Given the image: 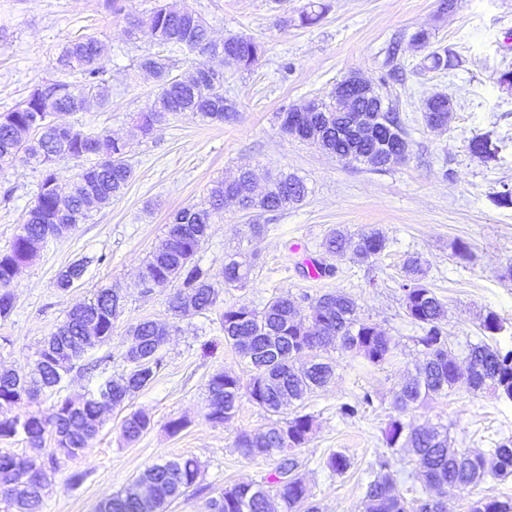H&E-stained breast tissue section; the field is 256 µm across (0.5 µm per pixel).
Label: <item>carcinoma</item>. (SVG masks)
Masks as SVG:
<instances>
[{
    "instance_id": "cac0c4a2",
    "label": "carcinoma",
    "mask_w": 512,
    "mask_h": 512,
    "mask_svg": "<svg viewBox=\"0 0 512 512\" xmlns=\"http://www.w3.org/2000/svg\"><path fill=\"white\" fill-rule=\"evenodd\" d=\"M139 34L164 47L186 48L202 54L217 51L204 18L178 0L157 4L147 28L134 24L131 36ZM105 52V45L94 38L71 41L63 49L59 64L77 74L78 80L43 81L14 109L0 113V164L21 151L42 164L61 159L89 160V165L73 178L62 204L58 191L60 169L49 166L42 172L25 221L9 248L0 252V320L13 312L15 275L21 264L35 257L34 244L45 243L85 222L91 205L109 204L132 178L133 165L126 142L106 131H87L53 119L56 112H82L91 100L102 108L111 104ZM222 53L226 64L248 69L264 54V45L251 36L231 35L224 39ZM426 59L433 70L452 69L459 62L454 53L439 47ZM137 68L149 72L158 82L154 101L136 117L137 128L143 135L152 134L156 127L180 112H196L209 122L231 118L234 106L224 96V73L209 69L208 77L202 78V69L195 68L175 75L171 57L151 52L137 58ZM350 83L351 78L346 77L326 96L309 101V111L302 117L304 136L300 140H307L305 133L313 129L317 132L314 143L323 150L341 160L385 171L390 168L389 154L411 148L408 132L396 107L389 104L380 114L382 122L375 133L365 137L351 133V113L339 110L336 95L347 93L353 98L355 110L366 109L369 104L353 91ZM425 109L423 119L428 128L448 127L446 97L433 96ZM307 193L305 182L292 174L270 177L261 193L255 192L247 169L241 170L231 182H216L206 205L186 207L172 216L165 239L140 272L142 288L148 292L176 284L169 300V311L175 318L189 309L199 314L212 310L220 290L195 262V256L209 236L213 217L224 209V201L231 199L244 211L276 212L302 202ZM387 244L388 238L380 229L353 234L332 229L322 247L332 256L363 264L381 255ZM91 262L92 259L84 257L71 263L58 274L56 288L66 292L75 287ZM249 273L250 268L237 261L236 255L225 256L224 284L242 288ZM403 273L400 288L405 314L421 330L416 342L423 348L425 360L395 393V410L403 414L412 405L446 396L461 384L472 391L488 390L497 397H506V391L512 390V349L503 350L487 343L468 345L469 366L467 375H462L444 332L448 308L429 288L421 257L408 256ZM122 299L121 289L116 286L100 289L89 303L68 312L63 324L44 338L29 375L0 370V440L22 435L31 447L41 448L50 439L54 444L52 451L75 457L83 453L102 428L101 408L106 398L112 399L115 409L154 382L165 366L162 348L166 336L176 326L143 320L132 327L137 346L125 357L126 366L119 376L104 380L96 390L75 402L59 396L64 378L80 367L94 346L86 339L87 325H94L96 335L100 336L98 344L108 343L123 312ZM221 325L225 342L233 346L247 365L249 379L244 384L240 377L228 372L211 377L205 419L212 424L231 420L244 394L273 414L282 413L287 406L302 405L335 376L330 353L337 349L374 366L391 355L390 338L377 325L362 319L355 300L340 291H328L313 298L302 316L286 291L260 310L244 303L229 305L224 307ZM481 329L485 335L495 336L504 331L503 321L489 311L481 319ZM47 392L57 395L49 411L37 410L23 416L6 414L7 409ZM150 427L151 417L141 411L127 414L122 421L123 436L130 442ZM312 427L313 417L297 411L265 428L239 433L235 444L245 458H274L276 467L265 485L225 486L219 497L209 501L210 512H269L272 488L281 501L282 512H320L319 506L311 501L310 489L298 472L299 462L295 458V451L308 441ZM386 440L389 447L407 448L418 458L429 487H446L462 493L489 479L501 481L512 476V440L486 450H459L450 446L444 426L415 428L399 417L390 420ZM27 463V459L13 453L0 452V504L4 512H42L44 488L16 491V486L24 481ZM199 475V464L192 458L154 463L136 479L137 484L151 490L148 504L139 503L135 493L117 491L104 496L96 512H166L170 504L188 492L203 491ZM363 512H443V508L435 500L402 496L397 489V471L389 460L381 459L373 467V479L367 482ZM483 512H512V497L483 500Z\"/></svg>"
}]
</instances>
